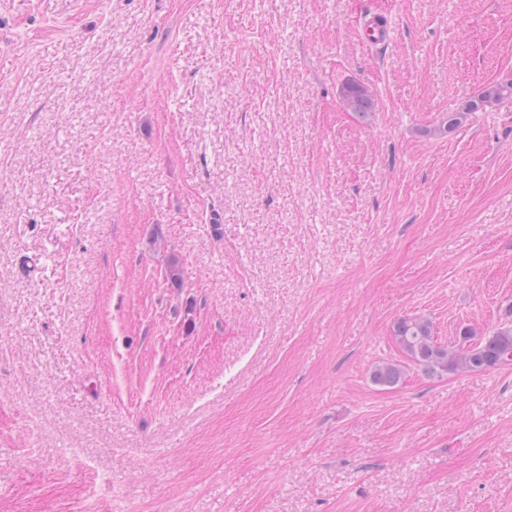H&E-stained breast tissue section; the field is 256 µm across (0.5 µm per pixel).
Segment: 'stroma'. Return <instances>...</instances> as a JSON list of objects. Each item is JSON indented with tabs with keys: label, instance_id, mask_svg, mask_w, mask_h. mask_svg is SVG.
Returning a JSON list of instances; mask_svg holds the SVG:
<instances>
[{
	"label": "stroma",
	"instance_id": "obj_1",
	"mask_svg": "<svg viewBox=\"0 0 512 512\" xmlns=\"http://www.w3.org/2000/svg\"><path fill=\"white\" fill-rule=\"evenodd\" d=\"M510 82L512 0H0V512H512V365L392 335L512 324ZM342 100L347 109L365 119L374 112L375 102L366 89L356 83H347L342 89ZM392 331L402 353L430 377L458 370L488 371L512 364V326L501 327L475 345L467 346L474 334L470 329H464L460 334L463 344L459 349H448L438 343L430 322L421 317L400 318ZM403 375V369L397 364L382 363L373 368L370 379L376 386L391 389L399 385Z\"/></svg>",
	"mask_w": 512,
	"mask_h": 512
}]
</instances>
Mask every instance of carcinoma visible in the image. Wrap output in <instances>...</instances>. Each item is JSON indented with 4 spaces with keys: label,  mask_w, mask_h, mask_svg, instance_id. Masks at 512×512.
I'll return each mask as SVG.
<instances>
[{
    "label": "carcinoma",
    "mask_w": 512,
    "mask_h": 512,
    "mask_svg": "<svg viewBox=\"0 0 512 512\" xmlns=\"http://www.w3.org/2000/svg\"><path fill=\"white\" fill-rule=\"evenodd\" d=\"M512 98V85L496 84L485 89L481 99L499 103ZM342 100L347 109L365 119L374 111L375 102L366 89L356 83H348L342 89ZM393 336L402 353L415 363L427 376L465 370L481 372L512 364V326H504L485 336L474 345L469 344L473 332L461 331L465 345L449 349L434 339L431 324L421 317H404L393 325ZM404 375L403 369L393 363L376 365L370 379L376 386L394 388Z\"/></svg>",
    "instance_id": "cac0c4a2"
}]
</instances>
